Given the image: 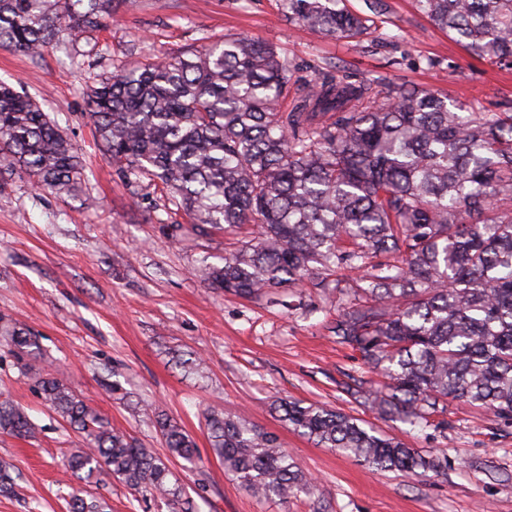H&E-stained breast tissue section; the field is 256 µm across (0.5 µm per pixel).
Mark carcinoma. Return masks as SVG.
Here are the masks:
<instances>
[{
  "label": "carcinoma",
  "mask_w": 512,
  "mask_h": 512,
  "mask_svg": "<svg viewBox=\"0 0 512 512\" xmlns=\"http://www.w3.org/2000/svg\"><path fill=\"white\" fill-rule=\"evenodd\" d=\"M288 20L333 39H356L366 19L341 0H279ZM139 0H0V46L31 58L86 41ZM474 57L512 66V0H415ZM328 70L280 98L296 64L270 45L226 37L168 60L114 66L87 94L99 150L133 183L162 186L193 223L255 227L242 249L205 269L214 289L253 298L297 288L323 272H364L365 298L339 309L330 332L386 382L368 390L379 412L419 425L448 400L512 423V112H469L433 92L379 80L357 84ZM26 175L42 191L76 196L85 165L40 103L0 82V196ZM377 262L371 264L368 259ZM10 348L44 404L81 434L68 457L77 478H114L171 512H192L169 461H195V441L153 414L166 457L141 447L78 393L44 357L39 336L0 315ZM286 425L321 448L378 470L419 477L438 462L358 419L278 400ZM210 448L248 493L284 502L314 479L277 435L239 416L205 417ZM41 427L0 400V433L32 439ZM0 462V493L13 495ZM69 512H111L73 495Z\"/></svg>",
  "instance_id": "carcinoma-1"
}]
</instances>
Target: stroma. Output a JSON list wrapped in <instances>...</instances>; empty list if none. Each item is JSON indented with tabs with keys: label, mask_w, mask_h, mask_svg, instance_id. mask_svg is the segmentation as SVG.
Wrapping results in <instances>:
<instances>
[{
	"label": "stroma",
	"mask_w": 512,
	"mask_h": 512,
	"mask_svg": "<svg viewBox=\"0 0 512 512\" xmlns=\"http://www.w3.org/2000/svg\"><path fill=\"white\" fill-rule=\"evenodd\" d=\"M346 0L369 21L360 39H330L288 22L279 0H141L108 21L77 68L67 50L32 58L0 47V81L37 98L83 155L86 188L95 200L58 197L14 179L0 204V314L34 329L45 363L66 367L76 389L114 426L156 453L164 448L149 419L164 412L194 438L195 470L172 469L194 512H512V424L483 410L449 402L447 429H423L382 416L347 393L372 370L328 326L340 295L333 278L270 297L241 298L208 288L201 269L246 244V230L201 228L170 210L158 190L126 182L95 146L84 89L130 61L132 46L164 59L200 46L203 37L247 35L294 59L299 81L332 62L357 82L383 79L426 88L477 112L512 111V68L473 58L452 36L418 12L414 0ZM206 363L184 376L180 355ZM116 378L117 399L103 385ZM0 394L27 408L42 428L37 439L0 434V459L13 465L18 495L0 496V512H66L75 491L101 496L112 512H168L115 479L79 481L65 458L82 441L43 405L31 380L0 346ZM327 405L439 456L441 473L408 478L375 471L338 451L315 446L289 429L272 409L276 399ZM245 416L278 436L316 482L313 493L288 502L241 490L211 453L205 413Z\"/></svg>",
	"instance_id": "35a3bbf8"
}]
</instances>
